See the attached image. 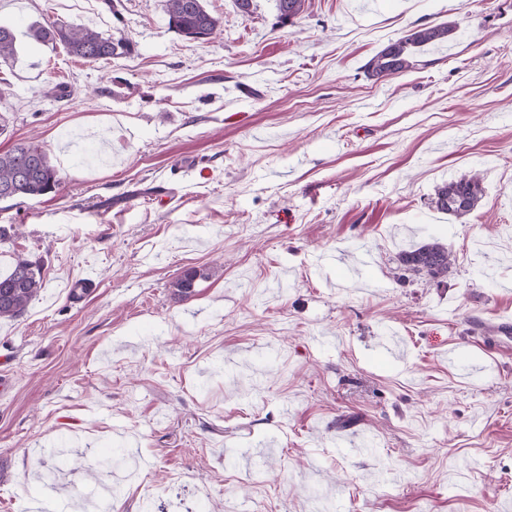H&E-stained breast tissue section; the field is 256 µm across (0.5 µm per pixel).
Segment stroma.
Masks as SVG:
<instances>
[{
  "instance_id": "35a3bbf8",
  "label": "stroma",
  "mask_w": 512,
  "mask_h": 512,
  "mask_svg": "<svg viewBox=\"0 0 512 512\" xmlns=\"http://www.w3.org/2000/svg\"><path fill=\"white\" fill-rule=\"evenodd\" d=\"M207 6L221 30L194 41L164 0H0L18 31L133 47L25 42L0 69V152L37 139L64 178L0 203V270L44 277L0 320V512H81L107 455L102 512H512V349L476 329L512 323V0H305L288 26L276 0ZM419 24L455 31L370 76ZM472 174L478 206L436 210ZM434 239L447 277L400 268ZM362 249L359 279L317 262ZM189 267L212 274L181 299ZM22 36L51 50L62 47L68 55L89 64L131 51L129 41L122 35L74 26L61 19L32 24ZM482 194L481 180L477 175H462L439 186L433 203L440 211L463 217L477 206Z\"/></svg>"
}]
</instances>
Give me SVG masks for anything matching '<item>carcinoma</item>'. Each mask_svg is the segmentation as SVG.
<instances>
[{"instance_id": "1", "label": "carcinoma", "mask_w": 512, "mask_h": 512, "mask_svg": "<svg viewBox=\"0 0 512 512\" xmlns=\"http://www.w3.org/2000/svg\"><path fill=\"white\" fill-rule=\"evenodd\" d=\"M276 2L281 25H292L301 17L305 0ZM165 8L168 28L191 40L205 41L220 27V19L209 11L206 0H166ZM452 31L448 25L414 26L374 55L366 65L367 72L380 78L410 70L417 65L413 59L414 49L445 42ZM23 36L53 50L61 47L68 55L89 64L108 61L131 51L129 41L120 35L74 26L61 19L32 24ZM18 40L12 27L0 24L1 66L13 65ZM62 183L60 170L41 143L24 141L0 152V202L20 204L40 199L57 192ZM482 194L477 175H462L439 186L433 203L440 211L463 217L477 206ZM398 262L409 271L437 279L448 274L451 257L447 247L433 241L401 253ZM207 277L203 271L190 267L171 288L179 297L188 298L194 293L197 281ZM43 287L40 263L25 256L16 257L8 271L0 272V319L21 315Z\"/></svg>"}]
</instances>
